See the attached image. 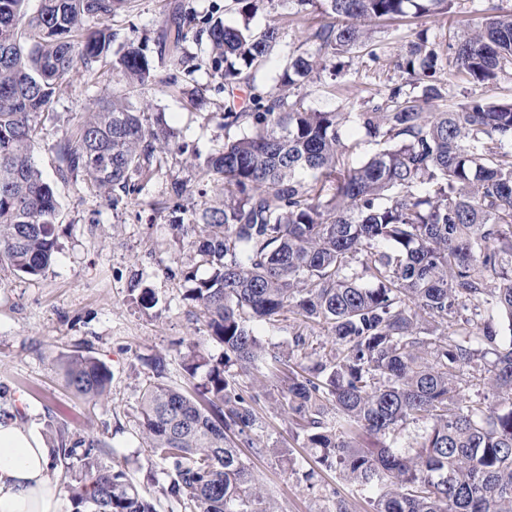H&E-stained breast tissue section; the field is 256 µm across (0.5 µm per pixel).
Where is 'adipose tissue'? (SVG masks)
<instances>
[{
	"mask_svg": "<svg viewBox=\"0 0 512 512\" xmlns=\"http://www.w3.org/2000/svg\"><path fill=\"white\" fill-rule=\"evenodd\" d=\"M54 455L34 429L0 420V512H58Z\"/></svg>",
	"mask_w": 512,
	"mask_h": 512,
	"instance_id": "ef3b65f1",
	"label": "adipose tissue"
}]
</instances>
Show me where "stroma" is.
Masks as SVG:
<instances>
[{
	"instance_id": "1",
	"label": "stroma",
	"mask_w": 512,
	"mask_h": 512,
	"mask_svg": "<svg viewBox=\"0 0 512 512\" xmlns=\"http://www.w3.org/2000/svg\"><path fill=\"white\" fill-rule=\"evenodd\" d=\"M169 3L132 0L112 20L119 41L134 42L158 61L156 82L130 91L107 67L75 77L54 100L56 119L41 127L35 158L61 204L59 250L39 278L0 270V419L36 428L51 447L61 427L73 437L102 441L106 450L101 465L122 469L156 512H194L191 503L165 492L168 467L144 443L139 400L149 381L192 391L195 382L181 367L185 345L200 341L209 355L222 354L219 345L204 342L203 318L185 298L191 286L186 273L204 277L208 270L178 225L201 201L222 197L219 186L203 184L197 159L223 146L224 102L229 95L223 79L204 64L190 74L162 62L158 37L169 20ZM492 4L512 11V0H455L445 14L374 24L367 45L352 57L341 58L339 76L322 72L296 89L295 97L308 110L350 111L371 89L402 83L393 61L419 31L448 41L480 24ZM320 21L316 14L299 20L281 9L259 10L251 27L275 25L281 42L271 60L255 72V86L273 87L284 56L292 49H309L308 37ZM373 51L386 53L383 65L370 61ZM112 93L130 95L132 101L146 105L147 122L163 116L177 134L149 190L115 207L95 188L58 182L51 152L66 135L72 117L94 111L100 99ZM475 94L511 99L512 72L501 73L486 85L447 75L437 106L443 110ZM175 178L190 188L179 199L167 189ZM201 187L207 188L206 197H199ZM135 280L152 292L154 307L140 305L137 293L130 290ZM295 328V320L287 318L273 327H257L256 332L267 349L289 354L291 364H310L311 355L294 346ZM77 352L97 358L109 369L106 396H79L69 387L65 361ZM278 397L273 391L256 404L260 423L252 433L254 443L240 447L276 512H336L340 500L348 512H370L366 493L342 481L336 471L320 464L314 449L304 446Z\"/></svg>"
}]
</instances>
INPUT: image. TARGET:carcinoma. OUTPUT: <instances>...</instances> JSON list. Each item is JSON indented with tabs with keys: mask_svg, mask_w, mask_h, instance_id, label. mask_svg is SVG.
<instances>
[{
	"mask_svg": "<svg viewBox=\"0 0 512 512\" xmlns=\"http://www.w3.org/2000/svg\"><path fill=\"white\" fill-rule=\"evenodd\" d=\"M0 0V269L41 276L57 252L61 205L37 168V133L72 74H112L134 87L156 79L139 47L110 50L107 21L131 0ZM324 18L311 52H290L269 90L254 84L280 45V31L256 33L260 5ZM453 0H232L243 22L198 18L179 4L160 41L184 65L189 31L207 35L224 89L246 84L249 105H224V147L199 164L221 183L224 203L193 210L184 234L210 269L189 275L185 299L204 317L205 339L224 348L212 359L191 343L182 356L192 393L145 385L139 427L170 471L168 493L198 512H273L237 451L250 433L258 395L239 377L275 380L282 406L306 447L342 478L373 494V512H512V100L473 97L435 112L447 68L482 84L512 70V11L484 17L443 46L419 35L397 62L405 83L377 91L358 112L308 111L291 91L361 47L371 23L446 13ZM96 20L94 27L87 25ZM126 98L104 99L51 146L57 177L107 193L115 206L140 194L174 133L143 121ZM377 150L350 161L349 118ZM508 321L511 340L481 325ZM299 321L294 346H310L313 326L332 346L312 365L288 367L253 324L285 314ZM454 326L451 336L443 333ZM497 403L462 396L487 353ZM77 394L101 395L107 367L90 355L66 365ZM417 436L400 442L409 428ZM234 431L233 438L229 432ZM82 447V456L75 457ZM102 442L59 433L55 463L80 472L67 485L73 512H154L125 472L98 464ZM77 461H72V458Z\"/></svg>",
	"mask_w": 512,
	"mask_h": 512,
	"instance_id": "carcinoma-1",
	"label": "carcinoma"
}]
</instances>
